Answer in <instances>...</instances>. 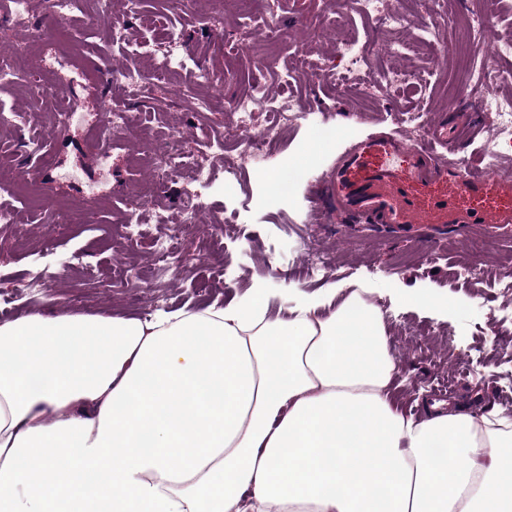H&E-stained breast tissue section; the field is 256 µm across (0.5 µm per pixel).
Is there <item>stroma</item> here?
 I'll return each instance as SVG.
<instances>
[{
    "mask_svg": "<svg viewBox=\"0 0 512 512\" xmlns=\"http://www.w3.org/2000/svg\"><path fill=\"white\" fill-rule=\"evenodd\" d=\"M87 9L86 0H76L64 32L81 50L80 66L59 76L68 98L83 111H99L102 96L111 89V74L101 70V62L151 72L148 48L155 26L181 33L192 61L158 88L149 111H141L136 99L113 97L114 104L135 113L136 122L103 161L90 125L54 129L52 102L36 108L28 98L29 83L43 78L44 71L23 44L28 27H52L50 0H30L21 25L12 22L8 0H0V68L8 73L0 80V110L21 116L19 122L0 127V161L28 168L29 138L44 132L54 137V164L44 170L40 204L18 198L20 225H0V323L38 309L146 319L160 310L245 292L256 280L277 291L294 285L311 292L330 281L351 289L363 284L382 289L378 303L392 312L387 321L390 348L399 362L396 382L406 412L418 414L422 396L436 400L445 393L450 405L471 412L512 414V377L507 374L512 368V320L502 319L499 312L501 283L512 273V228L475 224L464 233L426 229L404 235L351 215L326 223L313 219L316 178L329 172L360 137L402 127L406 113H419L424 127L446 119L454 103L478 113L486 128L494 126L492 114L479 108L476 97L449 96L454 74L449 59L439 62L420 51L388 59V66L417 73L425 81L390 95L375 89L381 74L377 66L338 82L345 64L336 41L354 38L382 45L414 40L427 20L415 0L405 5L411 23L395 30L359 11L339 10L332 0H271L269 7L255 10L245 0H108L109 11L129 24V54L113 47L103 27L89 23ZM259 57L269 60L266 80L272 95L295 97L299 110L279 149L257 166L237 161L230 105L251 85ZM296 61L304 63L307 77L282 83L281 75ZM206 72L221 75L224 105L201 112L189 94L203 85ZM320 124L335 127V141L317 140ZM144 128L158 139L180 133L191 152L207 138H223L224 155L237 166L232 189H206L205 226L182 240L163 272L153 265V243L171 234L182 186L155 182L139 151ZM293 164L306 166L308 179L285 202H269L262 174L276 176ZM133 194L152 196L171 221L149 225L137 259L143 277L129 284L113 278L112 270L126 262L118 224ZM307 238L319 252L335 256L330 279L303 274ZM471 265L480 271L477 278L462 274ZM225 267L234 270V277L218 278ZM43 277L52 278V287H36ZM431 297L447 299L448 318L417 307L418 299Z\"/></svg>",
    "mask_w": 512,
    "mask_h": 512,
    "instance_id": "stroma-1",
    "label": "stroma"
}]
</instances>
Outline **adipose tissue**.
<instances>
[{"instance_id": "adipose-tissue-1", "label": "adipose tissue", "mask_w": 512, "mask_h": 512, "mask_svg": "<svg viewBox=\"0 0 512 512\" xmlns=\"http://www.w3.org/2000/svg\"><path fill=\"white\" fill-rule=\"evenodd\" d=\"M335 285L0 324V512H512V417L396 405Z\"/></svg>"}]
</instances>
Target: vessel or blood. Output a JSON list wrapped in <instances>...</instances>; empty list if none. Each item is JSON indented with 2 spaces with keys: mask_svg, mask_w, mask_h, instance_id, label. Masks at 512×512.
<instances>
[{
  "mask_svg": "<svg viewBox=\"0 0 512 512\" xmlns=\"http://www.w3.org/2000/svg\"><path fill=\"white\" fill-rule=\"evenodd\" d=\"M483 131L471 113L456 110L450 121L429 125L423 144L410 143L402 130L368 136L324 177L322 198L338 213L405 228L511 225V166L462 167L432 152Z\"/></svg>",
  "mask_w": 512,
  "mask_h": 512,
  "instance_id": "vessel-or-blood-1",
  "label": "vessel or blood"
}]
</instances>
